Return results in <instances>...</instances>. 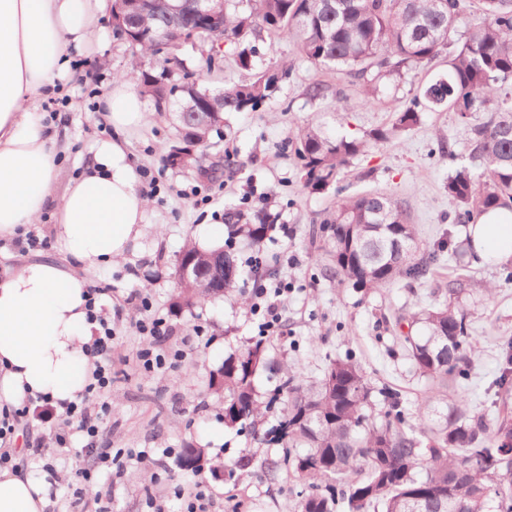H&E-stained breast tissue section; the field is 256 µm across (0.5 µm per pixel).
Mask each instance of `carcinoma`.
<instances>
[{"instance_id": "obj_1", "label": "carcinoma", "mask_w": 512, "mask_h": 512, "mask_svg": "<svg viewBox=\"0 0 512 512\" xmlns=\"http://www.w3.org/2000/svg\"><path fill=\"white\" fill-rule=\"evenodd\" d=\"M213 0L210 11L221 17L214 32L196 19L171 21L167 14L144 7L138 24L152 37L136 42L148 56L162 46L193 39L209 45L219 38L240 47V65L251 66V38L261 29L285 33L298 53L319 69L365 77L372 71L401 75L402 68L444 57L446 72L419 89L413 106L398 113L388 130L369 134L374 141L406 130L420 120L419 110L452 111L468 125L473 112L484 120L470 127L468 154L448 148L456 163L448 177V196L455 202L454 224H470L483 213L512 203V0H478L487 23L468 33L454 49L449 39L471 0H247L249 11ZM138 92L164 111L177 108L179 143L166 148L189 156L184 168L202 169L209 134L222 114L241 111L264 100L273 78L259 75L248 85L208 93L198 82L166 84V71L132 70ZM200 116H195V113ZM296 154L306 182L324 186L335 180L349 159L367 145L364 139L333 135L327 126L308 123L297 135ZM227 250L187 245L198 276L178 280L170 306L181 310L236 287L238 265L233 244L259 246L270 238L272 224H232ZM330 257L329 272L354 288H385L400 279L424 280L443 256L441 250H419L406 203L393 193L364 191L344 197L312 230ZM222 288H212L216 280ZM466 292L457 279L412 315L421 334L405 336L415 371L446 386L466 374L469 325L456 304ZM263 341L224 359L208 387L224 395V424L230 428L255 423L260 403L254 380L267 369ZM277 392L287 409L263 440L304 452L284 459L308 484L300 512H512V455L503 441L512 438V411L503 404L490 419L458 407L426 435L421 426L404 427L397 393L385 391L384 409L375 411L371 387L352 358L332 360L320 380L310 386L288 375Z\"/></svg>"}]
</instances>
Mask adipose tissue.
Here are the masks:
<instances>
[{
  "label": "adipose tissue",
  "instance_id": "obj_1",
  "mask_svg": "<svg viewBox=\"0 0 512 512\" xmlns=\"http://www.w3.org/2000/svg\"><path fill=\"white\" fill-rule=\"evenodd\" d=\"M103 0H0V238L25 234L51 213L57 248L77 265L52 259L0 269V400L26 395L74 400L89 375L85 351L97 323L84 298L90 275L129 261L148 236V200L122 139L93 150L83 171L63 178L59 130L42 104L74 76L73 62L90 46ZM134 79L100 99L117 130L142 114ZM472 252L485 263L512 262V209L479 217L469 227ZM48 485L29 473L0 471V512H43Z\"/></svg>",
  "mask_w": 512,
  "mask_h": 512
}]
</instances>
